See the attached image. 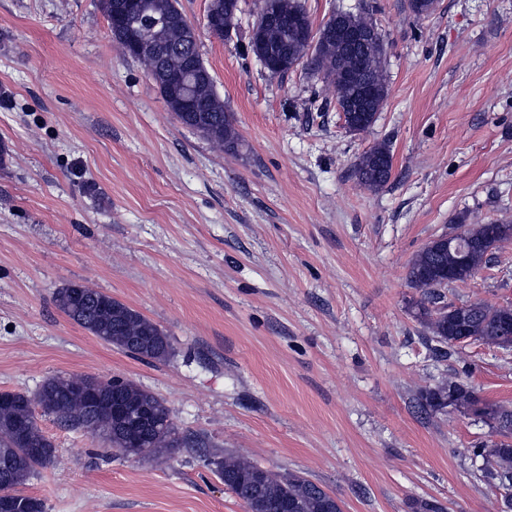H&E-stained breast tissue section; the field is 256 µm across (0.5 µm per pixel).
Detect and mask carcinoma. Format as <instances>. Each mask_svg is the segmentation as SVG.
I'll return each instance as SVG.
<instances>
[{"instance_id":"carcinoma-1","label":"carcinoma","mask_w":512,"mask_h":512,"mask_svg":"<svg viewBox=\"0 0 512 512\" xmlns=\"http://www.w3.org/2000/svg\"><path fill=\"white\" fill-rule=\"evenodd\" d=\"M146 9L130 19L135 33H145L153 42V52L136 55L147 72L162 67L179 80V90L193 97V106L176 108L175 91L165 82L156 85L168 109L186 128L205 137L222 150L239 144L240 138L230 113L224 109L213 75L203 60L198 39L188 38L183 29L170 25V19L186 22L179 0H145ZM268 43L292 60L308 61L336 103L354 95L357 83L344 80L343 73L357 68L359 57H377L383 41L370 43L350 55L331 40L323 39L313 48L285 25L267 32ZM361 80L388 94L389 74L386 61L375 60L361 73ZM392 160L388 144L380 143L366 151L356 163L354 175L359 185L379 191L390 180ZM512 241V234L495 235L484 249L466 252L467 268L481 269L490 260L488 250L499 249ZM448 247L434 239L411 261L408 281L423 292V298L412 303L415 317L425 322L433 338L450 348L460 345L462 337L456 326L463 323L466 338L499 346L505 317L501 306L472 303L463 317L448 311L443 289L448 284ZM53 301L69 319L103 342L141 360L164 361L171 342L167 334L137 310L112 296L80 284H69L55 291ZM77 378L57 375L47 379L34 395L0 391V451L7 453L8 465L0 467V487L10 490V512H45L42 500L25 493L27 482L50 465L56 448L44 434L34 415H43L71 428L80 429L92 438L109 445L121 456L141 455L164 459L177 447L179 438L172 423L166 401L131 380L112 378L100 384L101 409L89 410L74 391ZM459 406L473 407L500 425L501 440L473 449L483 451L493 466L486 476L505 489L512 488V409L498 402L480 398L467 386L457 388ZM448 398V383L422 395L421 407L437 413ZM208 464L224 486L248 509V512H342L337 500L324 489L298 474H279L266 469L239 452L215 454Z\"/></svg>"}]
</instances>
